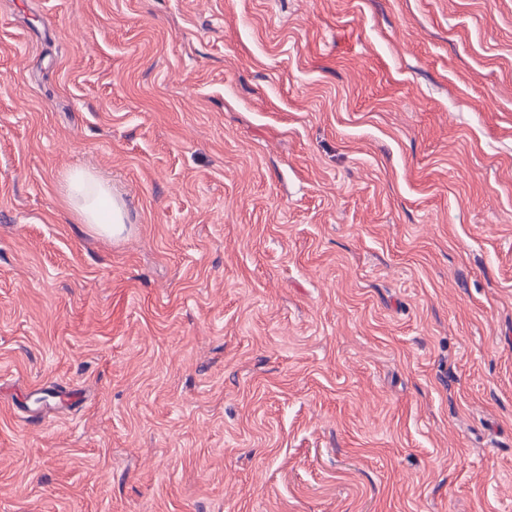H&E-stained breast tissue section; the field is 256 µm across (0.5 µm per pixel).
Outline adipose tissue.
I'll return each mask as SVG.
<instances>
[{
    "label": "adipose tissue",
    "instance_id": "adipose-tissue-1",
    "mask_svg": "<svg viewBox=\"0 0 512 512\" xmlns=\"http://www.w3.org/2000/svg\"><path fill=\"white\" fill-rule=\"evenodd\" d=\"M66 197L81 222L92 225L98 233L115 237L124 232V207L102 181L82 171L72 172L67 178Z\"/></svg>",
    "mask_w": 512,
    "mask_h": 512
}]
</instances>
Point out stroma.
<instances>
[{
    "mask_svg": "<svg viewBox=\"0 0 512 512\" xmlns=\"http://www.w3.org/2000/svg\"><path fill=\"white\" fill-rule=\"evenodd\" d=\"M0 512H512V0H0ZM66 197L83 224H91L100 234L115 237L125 231L122 203L112 198L105 183L82 171L70 173Z\"/></svg>",
    "mask_w": 512,
    "mask_h": 512,
    "instance_id": "1",
    "label": "stroma"
}]
</instances>
